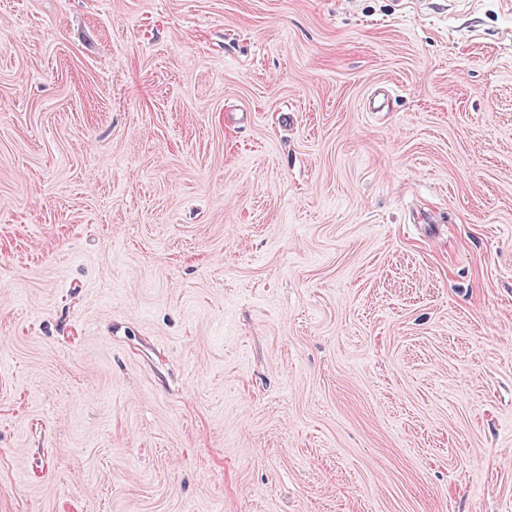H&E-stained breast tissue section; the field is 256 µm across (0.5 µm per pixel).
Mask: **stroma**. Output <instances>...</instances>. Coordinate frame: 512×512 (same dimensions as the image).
<instances>
[{"instance_id": "obj_1", "label": "stroma", "mask_w": 512, "mask_h": 512, "mask_svg": "<svg viewBox=\"0 0 512 512\" xmlns=\"http://www.w3.org/2000/svg\"><path fill=\"white\" fill-rule=\"evenodd\" d=\"M0 512H512V0H0Z\"/></svg>"}]
</instances>
